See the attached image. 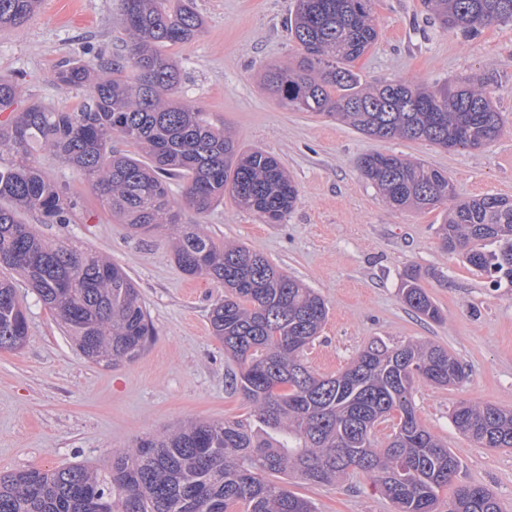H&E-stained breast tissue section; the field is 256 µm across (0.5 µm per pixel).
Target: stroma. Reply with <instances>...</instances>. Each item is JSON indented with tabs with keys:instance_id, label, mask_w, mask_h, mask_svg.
Masks as SVG:
<instances>
[{
	"instance_id": "35a3bbf8",
	"label": "stroma",
	"mask_w": 512,
	"mask_h": 512,
	"mask_svg": "<svg viewBox=\"0 0 512 512\" xmlns=\"http://www.w3.org/2000/svg\"><path fill=\"white\" fill-rule=\"evenodd\" d=\"M201 32L170 47L181 65L178 94L223 121L244 147L276 156L299 187L294 209L269 224L232 197L207 214L185 208L182 223L200 225L218 243H240L268 258L325 300L328 317L302 353L314 373L342 372L371 341H427L464 365L454 386L416 381L415 413L458 458L455 483L489 489L512 512V449L477 446L451 421L462 401L512 408V286L448 253L438 235L445 208L387 206L362 176L371 152L400 153L448 173L459 198H512V24L493 25L472 39L428 19L422 0H376L378 42L355 63L361 82L415 80L440 86L478 73L504 127L478 150L447 151L423 142L365 137L335 117L280 106L258 84L269 62L297 53L286 26L295 0H193ZM119 0H42L22 30L0 32V72L16 76L21 102L42 100L75 109L79 91L49 78L61 63L124 51ZM46 172L81 197L72 224H40L39 235L68 239L119 265L135 282L155 337L133 362L105 367L76 351L53 314L22 277L13 282L28 318L23 347L0 350V472L53 469L75 463L106 468L113 450L188 421H235L252 405L231 390L237 364L213 334L210 312L223 287L182 272L168 234L142 240L101 208L91 187L61 161L43 156ZM440 307L441 322L418 318L401 300L408 270ZM317 512H394L364 475L352 472L317 486L277 476Z\"/></svg>"
}]
</instances>
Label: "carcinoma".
Wrapping results in <instances>:
<instances>
[{"label":"carcinoma","mask_w":512,"mask_h":512,"mask_svg":"<svg viewBox=\"0 0 512 512\" xmlns=\"http://www.w3.org/2000/svg\"><path fill=\"white\" fill-rule=\"evenodd\" d=\"M375 0H296L288 31L301 52L293 68L268 64L261 87L282 105L336 114L374 139L403 138L448 148L493 143L503 121L477 75L441 87L412 80L367 87L353 63L378 40ZM445 31L466 38L512 23V0H423ZM41 0H0V31L23 28ZM125 52L69 60L53 80L83 92L75 110L32 100L0 73V271L19 273L88 361L130 363L153 326L130 276L97 252L49 243L21 215L72 224L81 209L67 185L50 179V154L86 181L100 204L137 235L175 231V260L190 277L228 289L210 324L224 354L238 364L231 389L254 406L250 421H198L112 452L109 469L85 465L0 473V512H314L311 501L266 479L294 476L324 485L347 471L366 475L395 512H438L457 458L418 420L415 380L447 386L465 377L460 360L432 343L370 342L342 372L320 376L300 359L327 318L322 297L245 245L216 244L198 224L180 223L186 206L204 214L228 191L265 222H280L298 188L267 151L244 149L224 124L176 102L181 72L165 48L188 42L203 19L193 0H120ZM124 148L119 149L116 144ZM362 175L392 207L433 208L455 198L448 174L397 154L368 153ZM182 183L181 199L171 181ZM439 236L496 286L512 287V199L484 195L454 205ZM401 296L419 317L440 308L406 275ZM29 333L14 283L0 278V349ZM397 418L385 446L373 428ZM455 427L484 448H512V409L460 403ZM446 512H503L487 489L458 485Z\"/></svg>","instance_id":"obj_1"}]
</instances>
